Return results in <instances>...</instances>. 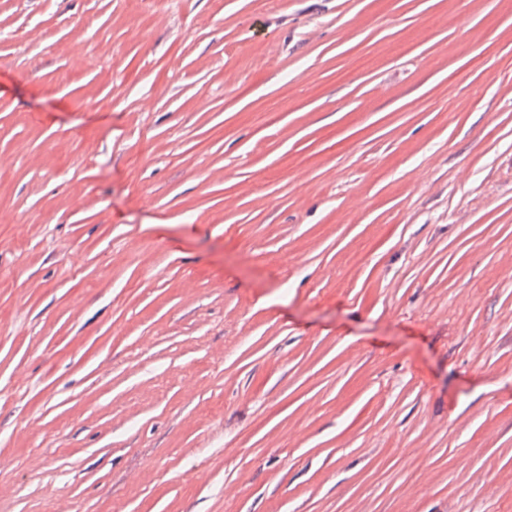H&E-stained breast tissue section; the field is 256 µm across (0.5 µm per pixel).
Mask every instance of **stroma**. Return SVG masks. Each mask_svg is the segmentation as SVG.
Instances as JSON below:
<instances>
[{"label": "stroma", "instance_id": "1", "mask_svg": "<svg viewBox=\"0 0 512 512\" xmlns=\"http://www.w3.org/2000/svg\"><path fill=\"white\" fill-rule=\"evenodd\" d=\"M0 512H512V0H0Z\"/></svg>", "mask_w": 512, "mask_h": 512}]
</instances>
